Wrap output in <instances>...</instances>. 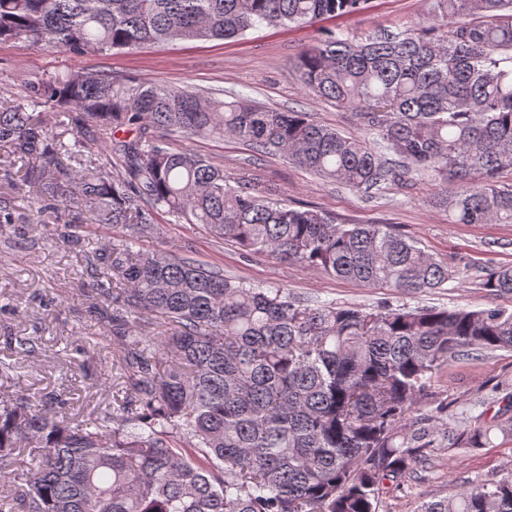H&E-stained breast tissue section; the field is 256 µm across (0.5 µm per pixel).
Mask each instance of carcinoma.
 <instances>
[{
  "instance_id": "1",
  "label": "carcinoma",
  "mask_w": 512,
  "mask_h": 512,
  "mask_svg": "<svg viewBox=\"0 0 512 512\" xmlns=\"http://www.w3.org/2000/svg\"><path fill=\"white\" fill-rule=\"evenodd\" d=\"M371 0H0V41L72 56L238 38L259 26L312 27ZM398 34L330 32L303 48L301 80L350 108L362 136L240 94L176 89L97 71L35 77L0 106V143L38 159L34 215L61 218L77 185L88 217L122 232L92 252L91 309L112 337V409L71 422L63 392L0 400V512H377L436 450L512 442V416L443 430L429 413L437 374L512 351V311L311 303L189 256L145 251L163 210L208 225L247 254L404 295L454 274L386 224L338 223L240 181L172 137H233L368 192L414 173L450 224H512V0H430ZM84 135L68 147L54 129ZM115 137L118 172L64 160ZM124 132L118 137L116 133ZM17 232L10 198L0 228ZM481 286L512 294V264ZM36 337L14 352H39ZM420 512H512V473L425 501Z\"/></svg>"
}]
</instances>
